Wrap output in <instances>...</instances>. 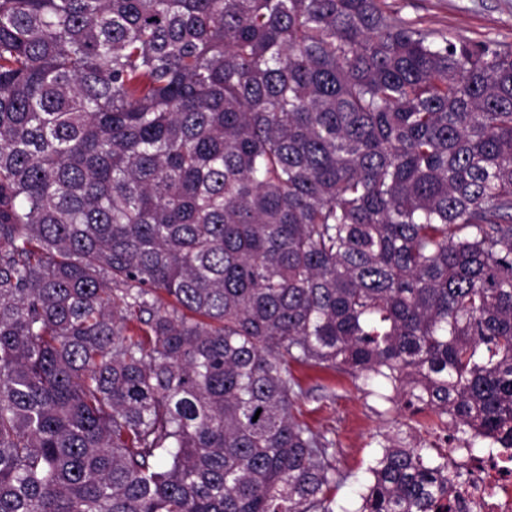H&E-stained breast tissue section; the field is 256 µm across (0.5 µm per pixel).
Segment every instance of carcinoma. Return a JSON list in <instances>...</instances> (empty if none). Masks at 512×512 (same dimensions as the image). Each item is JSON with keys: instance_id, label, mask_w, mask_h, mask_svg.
Here are the masks:
<instances>
[{"instance_id": "1", "label": "carcinoma", "mask_w": 512, "mask_h": 512, "mask_svg": "<svg viewBox=\"0 0 512 512\" xmlns=\"http://www.w3.org/2000/svg\"><path fill=\"white\" fill-rule=\"evenodd\" d=\"M512 448V46L384 0H0V512H334L291 365ZM357 512H438L394 441Z\"/></svg>"}]
</instances>
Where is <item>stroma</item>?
Returning <instances> with one entry per match:
<instances>
[{
	"label": "stroma",
	"mask_w": 512,
	"mask_h": 512,
	"mask_svg": "<svg viewBox=\"0 0 512 512\" xmlns=\"http://www.w3.org/2000/svg\"><path fill=\"white\" fill-rule=\"evenodd\" d=\"M395 16L452 40H495L512 45V0H386ZM292 374L301 391L293 412L332 443L340 474L332 491L335 512H354L358 494L368 484L369 466L382 452L386 437L422 447L437 457L460 447L454 430L434 426L430 412L404 410L401 389L378 386L345 372L296 365Z\"/></svg>",
	"instance_id": "stroma-1"
}]
</instances>
